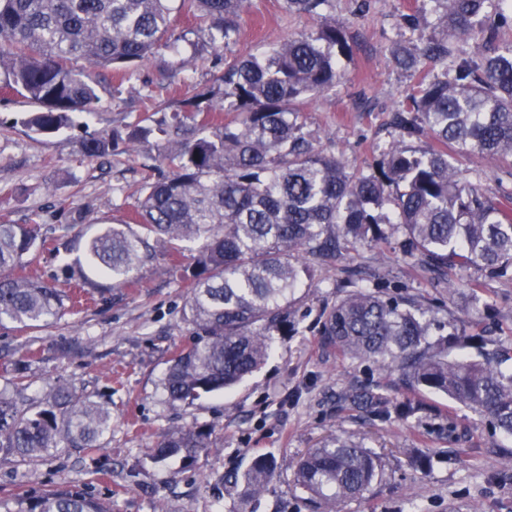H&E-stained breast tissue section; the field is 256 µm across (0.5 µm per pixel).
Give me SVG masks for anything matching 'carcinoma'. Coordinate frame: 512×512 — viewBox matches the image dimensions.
<instances>
[{
    "label": "carcinoma",
    "mask_w": 512,
    "mask_h": 512,
    "mask_svg": "<svg viewBox=\"0 0 512 512\" xmlns=\"http://www.w3.org/2000/svg\"><path fill=\"white\" fill-rule=\"evenodd\" d=\"M334 0H284L290 14L320 19L311 31L286 37L260 56L224 57V71L187 100V109L149 115L89 134L82 153L104 158L149 144L164 167L149 166L132 204V225H101L83 241L87 264L71 279L85 294L105 298L134 283L162 251L183 271L185 321L192 342L177 349L160 379L166 401L189 406L221 393L269 358L273 336L288 329V307L303 279L362 241L405 237V255L438 282L471 267L491 277L512 275V213L500 195L484 194L451 163V154L498 160L512 176V0H428L435 33L422 34L417 13L401 14L409 37L393 59L413 83L398 110V138L369 170L350 169L316 133L296 105L345 78L353 56L345 26L331 19ZM246 0H189L208 22V40L189 43L193 54H219L236 41ZM187 41L175 33L170 0H0V71L5 86L39 110L23 119L29 131L52 136L92 115L98 84L70 67L115 68L130 81L137 67L164 48ZM472 44L469 56L454 45ZM444 72L427 78L429 66ZM234 112L232 123L216 120ZM429 132L418 148L407 138ZM388 228H382V225ZM201 242L189 267L183 244ZM45 245L40 222L0 224V323L22 329L61 316L71 297L15 274ZM325 312L321 342L345 357L398 371L414 392L443 393L512 437V353L485 348L478 324L436 323L412 297L372 291L354 280ZM475 346L479 359L452 355ZM350 401L379 418L412 417L411 401L393 403L364 386ZM112 431V403L58 385L28 404L0 392V460L32 463L61 451L94 450ZM212 445L201 425L166 431L152 448L157 462L181 467ZM276 474L260 457L234 482L242 499L260 497ZM381 474L379 460L350 439L333 436L297 462L296 486L315 512H341ZM12 512H112L88 488L59 485L15 497Z\"/></svg>",
    "instance_id": "carcinoma-1"
}]
</instances>
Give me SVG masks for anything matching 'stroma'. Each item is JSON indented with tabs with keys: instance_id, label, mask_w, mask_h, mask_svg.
Returning <instances> with one entry per match:
<instances>
[{
	"instance_id": "1",
	"label": "stroma",
	"mask_w": 512,
	"mask_h": 512,
	"mask_svg": "<svg viewBox=\"0 0 512 512\" xmlns=\"http://www.w3.org/2000/svg\"><path fill=\"white\" fill-rule=\"evenodd\" d=\"M358 2L334 0L333 16L346 24L354 49L346 77L308 101L303 112L308 129L330 139L349 164L365 169L391 140L393 112L409 83L391 55L404 38L399 16L418 10L422 0H368L363 14ZM313 25L306 15L286 13L282 0H247L230 51L258 55ZM76 67L98 83L101 102L96 115L76 118L53 137L32 134L22 120L34 104L0 88V223L25 224L40 215L49 244L28 271L62 291L70 288L67 265L82 254L78 247L61 248L71 239L65 212L89 204L90 221L122 223L149 161L145 148L106 161L85 157L80 150L85 128L144 115L139 91L145 84L153 87L155 103L178 105L209 86L220 64L208 54L189 63L182 50L165 49L141 64L132 85L118 90L109 70L81 61ZM402 241L397 235L386 244L363 243L314 271L297 291L288 331L276 336L262 369L231 392L190 407L170 408L159 386L171 351L191 338L182 319L184 282L165 257L144 267L135 287L116 289L104 301H85L48 327L19 333L11 324L0 325V390H9L12 363L30 349L37 358L27 396L61 381L95 399L112 400V432L101 450L31 464L0 461V501L68 483L93 485L109 497L112 512H313L294 483L296 461L341 435L362 443L383 469L381 480L345 503L343 512H512V438L427 391L414 397L420 410L406 420L381 419L353 407L345 392L370 381L380 384L390 401L409 395L397 371L359 363L321 344L324 310L356 270L368 286L385 283L431 306L438 321L476 322L493 339L512 345V278L453 270L448 277L454 287L445 290L414 267ZM452 421L465 442H449ZM193 423L211 430L213 445L197 454L191 468L180 469L175 460L145 461L165 430ZM260 456L275 459L276 476L257 501L246 504L233 476Z\"/></svg>"
}]
</instances>
